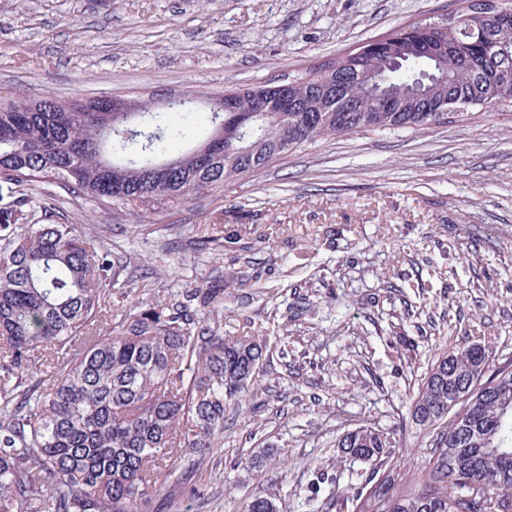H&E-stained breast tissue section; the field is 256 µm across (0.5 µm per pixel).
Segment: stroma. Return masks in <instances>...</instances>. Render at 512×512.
Segmentation results:
<instances>
[{"label": "stroma", "instance_id": "35a3bbf8", "mask_svg": "<svg viewBox=\"0 0 512 512\" xmlns=\"http://www.w3.org/2000/svg\"><path fill=\"white\" fill-rule=\"evenodd\" d=\"M455 0H0V97L90 100L284 83ZM44 204L88 247L132 257L125 302L219 282L223 331L267 345L249 403L200 460L170 462L152 512H240L259 491L286 512L366 467L336 448L393 433L405 488L426 450L409 421L420 379L472 343L512 369V106L429 128L359 131L288 153L189 202L121 211L53 180L0 178V211ZM148 223H137V212ZM203 236L216 244L197 250ZM253 280L250 288L241 287ZM299 309L285 321L286 306ZM275 449L262 468L247 458ZM201 488L190 495L188 485Z\"/></svg>", "mask_w": 512, "mask_h": 512}]
</instances>
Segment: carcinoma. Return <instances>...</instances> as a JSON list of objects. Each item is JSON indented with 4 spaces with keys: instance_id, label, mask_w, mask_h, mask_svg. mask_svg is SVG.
<instances>
[{
    "instance_id": "carcinoma-1",
    "label": "carcinoma",
    "mask_w": 512,
    "mask_h": 512,
    "mask_svg": "<svg viewBox=\"0 0 512 512\" xmlns=\"http://www.w3.org/2000/svg\"><path fill=\"white\" fill-rule=\"evenodd\" d=\"M362 65L337 58L288 90L296 112H266L272 82L237 89L239 111L210 113L208 135L170 153L198 92L171 107L141 101L138 115L34 112L0 102V177L17 185L52 177L114 208L188 200L257 173L319 139L359 130L434 125L451 98L488 112L512 103V29L495 17L454 31L456 47L431 69L423 32L399 27ZM397 102L385 111L374 95ZM356 96L355 112L337 97ZM149 118L157 131L132 125ZM0 218V512H150L157 469L203 457L224 433L226 407L247 396L262 349L226 337L211 306L224 289L185 290L165 303L141 300L103 312L117 284L115 262L74 237L72 225L30 224L21 207ZM483 346L445 351L410 404L429 437L417 463L418 490L400 491L391 433L359 426L337 447L370 465L339 505L349 512H512V370L489 371ZM242 512H283L258 493Z\"/></svg>"
}]
</instances>
